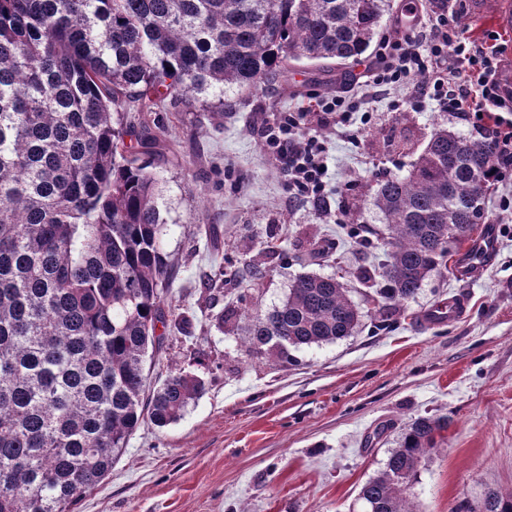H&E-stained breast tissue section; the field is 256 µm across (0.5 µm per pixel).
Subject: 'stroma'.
Returning <instances> with one entry per match:
<instances>
[{"label": "stroma", "instance_id": "stroma-1", "mask_svg": "<svg viewBox=\"0 0 512 512\" xmlns=\"http://www.w3.org/2000/svg\"><path fill=\"white\" fill-rule=\"evenodd\" d=\"M503 3L476 0L464 27L478 43L498 32V78L512 89V30L496 23ZM378 63L369 49L342 79L293 63L275 86L228 94L223 115L161 113L169 133L147 161L159 180L163 249L176 270L164 303L190 326L168 331L146 366L151 384L190 370L206 390L178 423L141 424L77 512H365L361 487L421 416L452 423L409 484L417 512H451L462 501L479 505L489 490H512V184L488 192L498 246L480 275L461 276L449 263L384 324L374 299L387 226L372 195L386 178L408 174L435 130L474 131L436 105L414 107L406 90L392 106L391 94L371 83ZM347 89L368 101L370 121L336 140L331 172L337 187L358 184L350 219L370 228L366 245L335 215L288 203V173L266 158L258 134L261 117L311 110ZM270 241L283 258L263 255ZM319 241L334 243L331 256H311ZM228 266L238 270L236 282L210 298ZM306 274L343 284L362 313L350 336L289 348L286 362L273 363L247 351L245 320L216 327L236 289L254 288L252 311L263 315ZM452 298L467 304L461 318L427 322Z\"/></svg>", "mask_w": 512, "mask_h": 512}]
</instances>
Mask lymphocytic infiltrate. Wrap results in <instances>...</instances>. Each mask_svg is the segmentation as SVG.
Masks as SVG:
<instances>
[{
	"label": "lymphocytic infiltrate",
	"instance_id": "1",
	"mask_svg": "<svg viewBox=\"0 0 512 512\" xmlns=\"http://www.w3.org/2000/svg\"><path fill=\"white\" fill-rule=\"evenodd\" d=\"M502 48L493 41L474 43L455 16L440 14L427 38L416 35L383 40V66L373 82L389 85L423 76L413 100L437 102L440 108L471 123L476 132L492 131L497 180L512 179V91L497 78ZM344 95L320 101L312 112H282L264 122L260 134L272 160L288 171L290 199H305L330 213L328 201V143L345 134L352 114Z\"/></svg>",
	"mask_w": 512,
	"mask_h": 512
}]
</instances>
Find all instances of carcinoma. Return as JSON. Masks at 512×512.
Instances as JSON below:
<instances>
[{"label": "carcinoma", "mask_w": 512, "mask_h": 512, "mask_svg": "<svg viewBox=\"0 0 512 512\" xmlns=\"http://www.w3.org/2000/svg\"><path fill=\"white\" fill-rule=\"evenodd\" d=\"M392 0H0V512H76L148 420L178 422L204 392L193 372L146 394L174 269L155 151L165 101L224 111V93L278 82L290 61L347 68L381 36ZM493 143L434 132L410 173L373 196L388 236L378 304L412 299L487 223ZM358 307L334 277L296 279L252 317L247 343L288 347L351 335ZM449 419L419 417L367 481V512H413L406 491ZM512 512V491L475 511Z\"/></svg>", "instance_id": "carcinoma-1"}]
</instances>
